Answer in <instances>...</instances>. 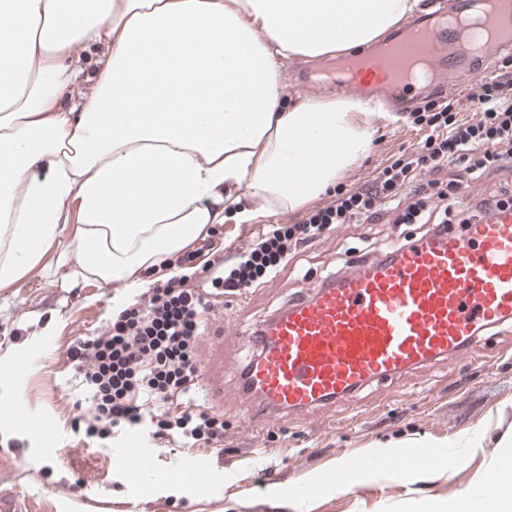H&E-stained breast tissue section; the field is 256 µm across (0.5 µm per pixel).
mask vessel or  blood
Returning <instances> with one entry per match:
<instances>
[{
  "mask_svg": "<svg viewBox=\"0 0 512 512\" xmlns=\"http://www.w3.org/2000/svg\"><path fill=\"white\" fill-rule=\"evenodd\" d=\"M512 56V0H429L424 17L348 59V93L405 112L426 64L434 92L456 89L486 61ZM512 323V209L465 229L398 241L387 255L358 257L309 282L246 336H210V352L235 364L227 342L254 356L237 393L244 421L281 425L294 415L353 406L367 387L425 365L466 359L477 337ZM154 449L136 432L123 454L134 477L155 473ZM410 465L443 467L430 447L406 449ZM386 458L359 457L326 482L355 486V472L385 470Z\"/></svg>",
  "mask_w": 512,
  "mask_h": 512,
  "instance_id": "1",
  "label": "vessel or blood"
}]
</instances>
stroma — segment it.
Instances as JSON below:
<instances>
[{"instance_id":"1","label":"stroma","mask_w":512,"mask_h":512,"mask_svg":"<svg viewBox=\"0 0 512 512\" xmlns=\"http://www.w3.org/2000/svg\"><path fill=\"white\" fill-rule=\"evenodd\" d=\"M322 66V61L301 57L282 61L278 78L286 88L285 102L344 97V90L334 86L314 92L290 84V70ZM373 122L370 150L351 167L365 180L424 137L379 116ZM285 217V211L271 206L265 217L250 224L210 225L207 237L214 248H240ZM75 230V225H65L38 269L14 286L0 288V355L18 360L31 345L41 346L25 374L8 386L22 395L32 414H48L56 428L50 447L31 428L0 432V491L28 494L35 512H425L428 503L457 500L473 485L497 478L502 460L512 458V328L505 327L474 345L477 362L453 371L441 363L429 365L405 380L364 389L354 410L339 422L304 414L254 431L244 427L240 403L226 398L223 450L156 451V465L167 473L202 466L199 481L176 497L159 490L157 479L128 478L119 456L124 437L92 438L79 425L90 401L69 352L77 341L107 331L114 291L72 256ZM392 231L382 222L326 232L291 255L274 279L216 303L205 316V327H250L308 281L369 255L372 244L383 243ZM424 444L459 458L458 468L451 473L418 469L406 481L398 475L378 477L361 490L329 492L314 484L336 471L345 456L396 458L402 449ZM270 474L311 492L303 499L270 496L262 487Z\"/></svg>"}]
</instances>
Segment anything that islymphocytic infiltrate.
<instances>
[{"label": "lymphocytic infiltrate", "instance_id": "f902f5d3", "mask_svg": "<svg viewBox=\"0 0 512 512\" xmlns=\"http://www.w3.org/2000/svg\"><path fill=\"white\" fill-rule=\"evenodd\" d=\"M406 124L425 130L371 181L327 193L292 224L258 233L246 246L203 267L202 278L174 276L125 303L106 335L78 342L70 357L92 390L87 430L122 427L146 433L154 447H224V417L196 409L199 367L195 344L203 315L216 298L255 288L275 277L292 253L344 224L386 216L437 233L449 220L478 223L491 209L512 207V64L476 82L463 97L433 98ZM449 169L442 183L434 172ZM497 187L472 192L485 177ZM182 398L172 415L167 403Z\"/></svg>", "mask_w": 512, "mask_h": 512}]
</instances>
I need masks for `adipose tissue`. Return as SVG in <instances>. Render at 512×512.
Instances as JSON below:
<instances>
[{"instance_id":"adipose-tissue-1","label":"adipose tissue","mask_w":512,"mask_h":512,"mask_svg":"<svg viewBox=\"0 0 512 512\" xmlns=\"http://www.w3.org/2000/svg\"><path fill=\"white\" fill-rule=\"evenodd\" d=\"M418 0H0V288L36 269L63 224L121 306L141 271L242 197L292 210L368 151L371 107L288 106L278 70L369 44ZM87 84L78 92L79 84ZM335 132L311 159L309 138ZM494 495L448 512H512V463Z\"/></svg>"}]
</instances>
